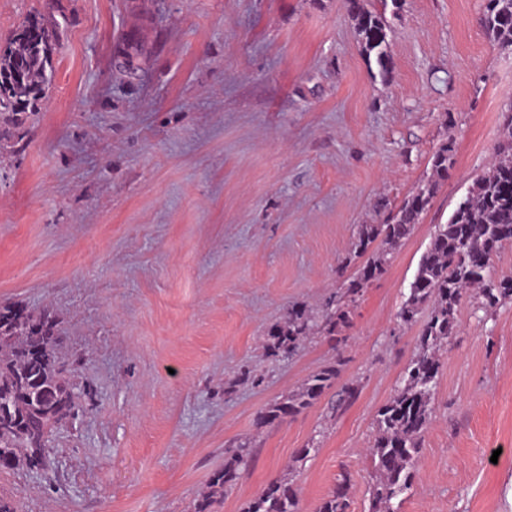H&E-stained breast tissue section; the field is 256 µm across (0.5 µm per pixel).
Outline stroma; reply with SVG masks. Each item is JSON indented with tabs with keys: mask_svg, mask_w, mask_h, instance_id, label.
Returning a JSON list of instances; mask_svg holds the SVG:
<instances>
[{
	"mask_svg": "<svg viewBox=\"0 0 512 512\" xmlns=\"http://www.w3.org/2000/svg\"><path fill=\"white\" fill-rule=\"evenodd\" d=\"M484 5L403 0L383 78L344 0H0V45L34 15L61 29L50 89L0 147V304L50 312L79 410L48 472L0 470L1 497L17 512H192L243 447L215 512L284 476L301 512L342 481L348 512H369L376 414L427 319L399 309L512 112V50L486 39ZM132 30L147 52L127 71ZM449 139L455 165L419 224L346 295L368 259L360 225L392 220ZM333 297L346 325L269 355L291 307L318 316ZM457 319L393 512H512V300L464 296ZM332 364L333 389L258 425ZM347 385L356 398L334 407ZM246 448H240L224 461V467L216 471L210 481V490L193 506V512H211L214 499L224 496V488L231 486L239 477L240 468L247 463Z\"/></svg>",
	"mask_w": 512,
	"mask_h": 512,
	"instance_id": "stroma-1",
	"label": "stroma"
}]
</instances>
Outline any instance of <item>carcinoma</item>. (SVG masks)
I'll return each instance as SVG.
<instances>
[{
	"instance_id": "1",
	"label": "carcinoma",
	"mask_w": 512,
	"mask_h": 512,
	"mask_svg": "<svg viewBox=\"0 0 512 512\" xmlns=\"http://www.w3.org/2000/svg\"><path fill=\"white\" fill-rule=\"evenodd\" d=\"M399 0H346L366 58L374 59L381 73L391 67L387 2ZM480 26L493 44L512 47V0H486ZM56 25L41 17L27 20L0 49V141L11 139L10 125L40 99L54 76L51 51ZM508 135L501 141L488 172L479 176L466 197L453 210L448 223L440 224L419 263L410 294L399 312L401 321H413L420 306L431 304V313L420 334V353L405 372L404 385L376 416L378 437L369 455L379 474L370 489L372 512H388L393 499L412 486L419 461L422 433L431 416L433 383L438 374V351L457 331L456 307L469 292L479 307L494 308L512 300V278L491 274L493 255L512 241V116ZM432 177L427 187L408 196L392 224H364L356 247L364 251L377 238L387 249L368 262L351 280L347 293L355 295L382 274L389 250L408 238L428 208L438 184L455 164L453 139L442 143L431 159ZM348 321V311L331 300L316 322L302 306L288 311L283 323L270 332L276 356H288L314 330H328ZM338 374L329 366L311 375L297 392L269 405L258 422L272 423L309 407L330 389ZM76 396L62 375L55 352L54 323L49 313L26 315L7 305L0 307V468L36 469L44 466L48 443L62 421L75 415ZM247 463L241 448L224 460L210 490L193 506V512H211L214 499L239 477ZM348 488L342 483L323 500L318 512H347ZM243 512H300L299 500L289 479L269 482Z\"/></svg>"
}]
</instances>
